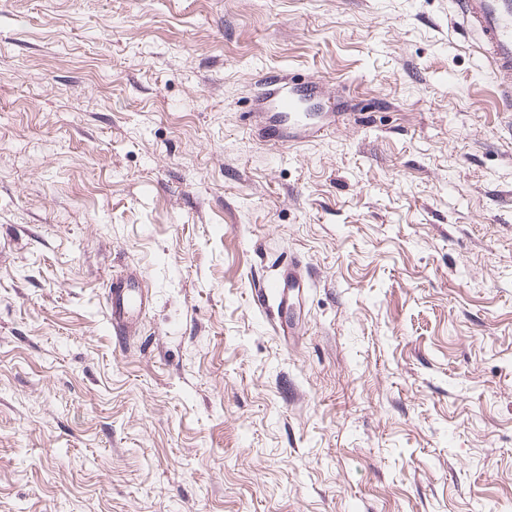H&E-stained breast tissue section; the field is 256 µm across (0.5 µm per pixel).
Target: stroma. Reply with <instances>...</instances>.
I'll return each instance as SVG.
<instances>
[{"label":"stroma","instance_id":"1","mask_svg":"<svg viewBox=\"0 0 512 512\" xmlns=\"http://www.w3.org/2000/svg\"><path fill=\"white\" fill-rule=\"evenodd\" d=\"M453 11L0 0V512H512V112ZM267 68L327 132L263 139ZM299 265L295 261H288L282 266L277 276L267 281L261 288L252 290L253 304L265 312L271 314L277 321V328L281 327V312L288 307V300L293 292H301L305 287ZM107 325L119 346H123L138 329L137 314L149 306V291L137 270L112 277L107 290Z\"/></svg>","mask_w":512,"mask_h":512}]
</instances>
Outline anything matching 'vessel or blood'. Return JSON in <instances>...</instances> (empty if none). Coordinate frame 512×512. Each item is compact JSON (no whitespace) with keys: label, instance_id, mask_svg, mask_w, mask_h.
Segmentation results:
<instances>
[{"label":"vessel or blood","instance_id":"obj_1","mask_svg":"<svg viewBox=\"0 0 512 512\" xmlns=\"http://www.w3.org/2000/svg\"><path fill=\"white\" fill-rule=\"evenodd\" d=\"M463 24L478 35V48L499 73L512 71V0H457ZM262 87L255 101L257 112L266 114V138L285 144L300 139L320 117L324 86L317 78L286 80L282 71H263ZM305 279L297 262L282 266L277 276L253 289L252 301L261 311L280 318L293 292L302 291ZM107 325L118 344H125L138 329L137 315L150 304L149 291L139 271L113 278L107 290Z\"/></svg>","mask_w":512,"mask_h":512}]
</instances>
